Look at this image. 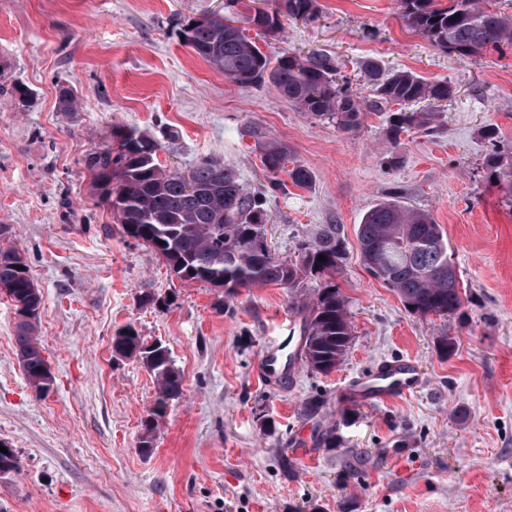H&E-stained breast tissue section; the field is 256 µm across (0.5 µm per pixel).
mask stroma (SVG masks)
I'll list each match as a JSON object with an SVG mask.
<instances>
[{"label": "stroma", "mask_w": 512, "mask_h": 512, "mask_svg": "<svg viewBox=\"0 0 512 512\" xmlns=\"http://www.w3.org/2000/svg\"><path fill=\"white\" fill-rule=\"evenodd\" d=\"M319 2L318 18L256 43L273 60L337 57L369 105L354 133L270 83L224 79L192 52L186 24L223 12L224 0H0V244L25 255L42 293L54 376L48 393L30 387L15 308L0 296V443L20 465L0 474V512H512V195L483 166L491 152L512 154V49L442 52L405 27L399 0ZM367 58L448 82L440 125L389 140L397 106L364 79ZM63 85L76 111H60ZM251 125L313 176L308 188L268 194L280 256L317 225L344 227L347 257L331 282L353 340L327 374L300 361L263 374L277 336L293 333L290 352L301 346L286 291L228 298L179 282L124 234L84 165L114 131L132 130L158 141L164 166L185 172L210 157L266 192ZM387 199L446 231L459 316H412L366 272L356 231ZM127 327L166 345L184 379L147 452L141 424L157 392L138 360L112 353ZM391 359L413 360L421 385L383 402L354 396L352 380Z\"/></svg>", "instance_id": "obj_1"}]
</instances>
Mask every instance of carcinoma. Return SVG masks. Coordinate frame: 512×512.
Segmentation results:
<instances>
[{"label":"carcinoma","mask_w":512,"mask_h":512,"mask_svg":"<svg viewBox=\"0 0 512 512\" xmlns=\"http://www.w3.org/2000/svg\"><path fill=\"white\" fill-rule=\"evenodd\" d=\"M237 0H224L228 12L197 19L184 31L194 52L227 79L252 78L272 84L288 103L316 118H326L343 132H355L365 115L363 101L337 82V62L327 54H288L271 61L246 31L254 28L274 35L283 32L280 17L310 20L320 10L318 0H272L273 14L236 18L229 13ZM400 0L404 25L424 35L434 46L461 56H476L487 48H512V16L486 8L481 0ZM366 79L378 99L412 107L387 118V137L397 138L408 128L430 132L439 119L438 106L453 96L446 81H426L404 69L385 70L373 59L362 63ZM263 162L274 175L268 189L285 183L307 188L308 168H285L288 148L264 137ZM118 148L98 147L86 156L93 187L122 224L125 235L162 257L170 272L184 282L222 288L234 295L241 288L276 285L288 291L289 305L302 315L300 336L313 345V371L330 373L344 360L352 335L348 303L339 288L326 284L315 293L309 280L337 270L345 258L344 226L321 224L297 243L295 258H281L266 234L269 220L265 195L248 191L235 173L221 163L202 158L189 174L204 193L186 191L183 173L147 162L130 133L122 132ZM490 177L512 194V159L496 153L487 161ZM358 241L366 270L398 296L406 311L420 317L451 318L463 305L460 287L448 286V269L455 268L448 238L431 213L385 200L363 216ZM323 255L326 260L318 259ZM22 269H17V266ZM0 284L11 286L10 301L23 300L34 280L28 263H20L17 250L0 246ZM15 343L22 370L30 386L38 384L47 365L38 336V324L17 323ZM112 351L134 357L153 375L157 399L142 422L141 448H152L154 433L168 403L183 395V376L170 352L159 341L148 342L130 330L112 337Z\"/></svg>","instance_id":"carcinoma-1"}]
</instances>
